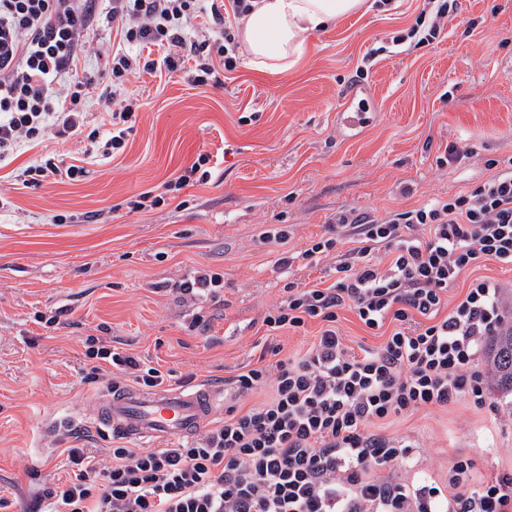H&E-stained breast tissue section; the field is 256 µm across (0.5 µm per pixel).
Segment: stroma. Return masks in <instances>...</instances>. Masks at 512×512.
Here are the masks:
<instances>
[{
    "label": "stroma",
    "instance_id": "obj_1",
    "mask_svg": "<svg viewBox=\"0 0 512 512\" xmlns=\"http://www.w3.org/2000/svg\"><path fill=\"white\" fill-rule=\"evenodd\" d=\"M421 5L397 0L337 20L307 37L284 76L242 62L220 88L142 75L145 105L124 149L86 156L82 181H14L44 149L75 155L72 141L0 168V512H31L39 488L71 474L70 416L101 388L86 380L87 337L197 384L259 366L275 345L284 357L307 349L320 321L274 338L262 321L288 283L333 285L336 262L286 273L283 252L325 234L338 214L413 209L485 180L486 160L512 161V0H461L435 44L393 43ZM362 99L369 120L348 130L343 116ZM452 142L473 151L468 164L439 165ZM202 151L208 183L128 210ZM56 214L73 221L54 223ZM273 229L287 242L265 240ZM202 269L223 273L219 296L178 293ZM198 315L206 327L191 328ZM377 430L415 441L412 478L447 471L458 454L472 458L478 482L512 469V412L501 405L461 401Z\"/></svg>",
    "mask_w": 512,
    "mask_h": 512
}]
</instances>
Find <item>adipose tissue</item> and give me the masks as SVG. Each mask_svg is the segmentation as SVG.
<instances>
[{
	"mask_svg": "<svg viewBox=\"0 0 512 512\" xmlns=\"http://www.w3.org/2000/svg\"><path fill=\"white\" fill-rule=\"evenodd\" d=\"M364 3L365 0H257L238 29L248 64L271 75L288 73L303 56L308 35L361 10Z\"/></svg>",
	"mask_w": 512,
	"mask_h": 512,
	"instance_id": "1",
	"label": "adipose tissue"
}]
</instances>
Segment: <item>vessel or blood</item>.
Masks as SVG:
<instances>
[{"label": "vessel or blood", "mask_w": 512, "mask_h": 512, "mask_svg": "<svg viewBox=\"0 0 512 512\" xmlns=\"http://www.w3.org/2000/svg\"><path fill=\"white\" fill-rule=\"evenodd\" d=\"M224 401V387L141 389L135 386L99 391L76 411L104 433L134 442L182 440L195 436Z\"/></svg>", "instance_id": "b4317fda"}]
</instances>
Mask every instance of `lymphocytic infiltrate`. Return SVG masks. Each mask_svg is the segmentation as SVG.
Here are the masks:
<instances>
[{
	"label": "lymphocytic infiltrate",
	"mask_w": 512,
	"mask_h": 512,
	"mask_svg": "<svg viewBox=\"0 0 512 512\" xmlns=\"http://www.w3.org/2000/svg\"><path fill=\"white\" fill-rule=\"evenodd\" d=\"M252 0H0V165L49 139L86 143L109 158L136 123L142 74L182 73L195 86L221 85L237 66L240 19ZM458 0H423L408 35L433 43ZM117 22L120 40L92 37L99 16ZM160 50L144 56L146 47ZM104 60L103 77L88 71ZM110 112L91 125L84 103L96 85ZM209 153L169 181L164 193H140L128 207L158 208L168 193L207 181ZM492 175L445 200L351 219L359 245L336 262L333 287L295 284L267 311L270 332L324 327L294 357L231 380L236 407L190 442L159 449L112 448L100 459L67 448L75 477L42 488L46 512H512V471L478 483L460 455L442 476L411 481L413 444L374 433L373 425L465 400L486 405L488 370L479 365L485 337L512 320L500 284L473 280L449 303L460 274L488 262L512 266V165L486 162ZM85 167L48 152L19 170L38 187L50 178L83 180ZM387 249L391 259L381 263ZM350 308L370 331L390 327L383 343L354 352L336 327ZM85 355L108 363L113 387L162 386L160 370L94 336ZM268 391V398L254 396Z\"/></svg>",
	"instance_id": "f902f5d3"
}]
</instances>
